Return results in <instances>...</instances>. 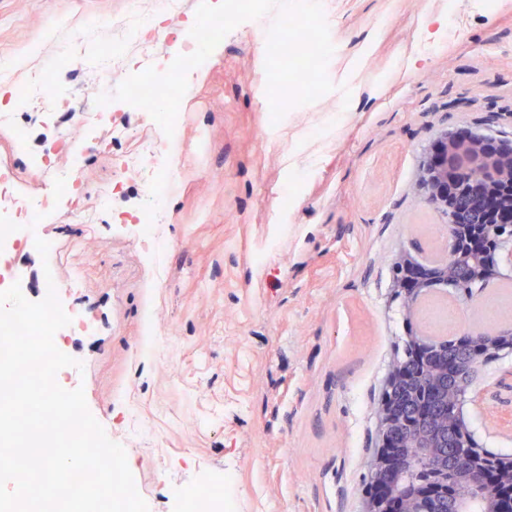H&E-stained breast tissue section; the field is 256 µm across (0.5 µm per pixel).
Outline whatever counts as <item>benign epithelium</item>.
<instances>
[{
	"mask_svg": "<svg viewBox=\"0 0 512 512\" xmlns=\"http://www.w3.org/2000/svg\"><path fill=\"white\" fill-rule=\"evenodd\" d=\"M436 154H428L412 185L415 198L448 218V233L440 253L430 261L415 252V245L400 248L390 258L392 291L402 305L406 321H417L420 300L429 294L436 279L452 283L460 273L459 238L465 225L487 221L486 188L500 182L512 187V150L492 149L478 135L460 138L444 131L437 137ZM505 228L491 225V239L471 246L477 253L495 248L497 266L512 267V216ZM448 354L434 358L432 341L417 333L415 344L423 359H435L436 377L425 397L396 394L409 379L404 365L390 362L384 384L388 395L376 406V453L368 472L378 476L369 492L362 494V512H467L469 498L495 485L512 495V463L482 448L469 427L467 406L483 403V393L461 387L466 375H474L505 350L512 351V319L488 325L480 331L449 338ZM429 462V479L420 494H411L403 479L416 467V459ZM462 475L453 491L446 477Z\"/></svg>",
	"mask_w": 512,
	"mask_h": 512,
	"instance_id": "obj_1",
	"label": "benign epithelium"
}]
</instances>
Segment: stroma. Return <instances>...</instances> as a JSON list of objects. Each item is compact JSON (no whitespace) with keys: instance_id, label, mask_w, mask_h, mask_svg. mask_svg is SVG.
Listing matches in <instances>:
<instances>
[{"instance_id":"1","label":"stroma","mask_w":512,"mask_h":512,"mask_svg":"<svg viewBox=\"0 0 512 512\" xmlns=\"http://www.w3.org/2000/svg\"><path fill=\"white\" fill-rule=\"evenodd\" d=\"M334 52V88L272 122L262 34L273 15L244 22L189 73L187 113L170 144L184 177L166 197L156 256L117 211L134 210L130 183L94 224L80 223L115 156L145 128L114 101L94 138L58 166L86 184L39 228L47 256L19 249L25 275L52 270L58 299L93 324L63 335L64 389L83 388L108 437L121 444L148 512H184L192 490L225 484L238 512H361L374 407L408 334L389 256L422 225L446 220L411 195L441 131L512 141V0H320ZM129 0H0V56L50 67L68 102L99 73L104 44ZM103 19L93 40L79 32ZM470 35L455 36L459 19ZM19 112L17 138L0 125V162L20 183H42L31 160L62 127L83 122ZM203 128V150L193 130ZM79 271V287L70 274ZM485 406L468 413L477 440L512 453V353L474 379Z\"/></svg>"}]
</instances>
